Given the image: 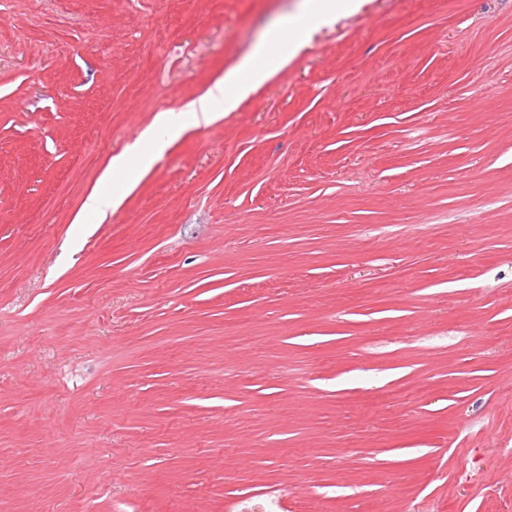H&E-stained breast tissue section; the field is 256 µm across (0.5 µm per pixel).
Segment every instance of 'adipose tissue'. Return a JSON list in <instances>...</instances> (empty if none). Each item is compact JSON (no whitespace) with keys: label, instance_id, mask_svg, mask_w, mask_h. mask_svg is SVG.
<instances>
[{"label":"adipose tissue","instance_id":"ef3b65f1","mask_svg":"<svg viewBox=\"0 0 512 512\" xmlns=\"http://www.w3.org/2000/svg\"><path fill=\"white\" fill-rule=\"evenodd\" d=\"M336 15L335 0H306L303 11L288 20L293 32L291 41H284L279 30L268 31L240 63L225 71L205 91L190 110L195 121L212 123L238 107L284 70L304 43V33L311 24L331 23ZM183 113L159 112L154 123L141 138L152 145L150 152L139 154L137 170H130L127 154L113 157L96 186L88 194L82 211L98 216L117 208L134 189L137 178L152 167L156 155L163 153L187 129Z\"/></svg>","mask_w":512,"mask_h":512}]
</instances>
